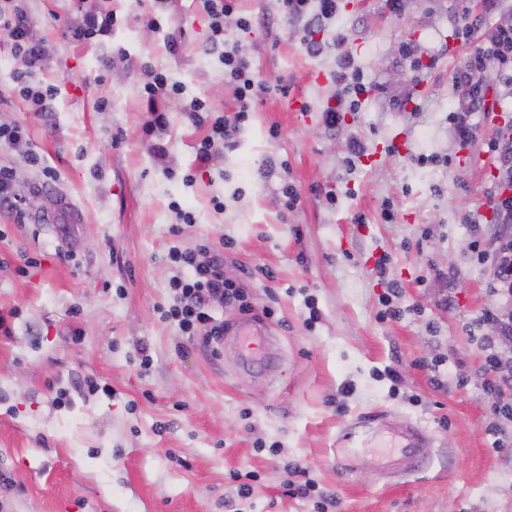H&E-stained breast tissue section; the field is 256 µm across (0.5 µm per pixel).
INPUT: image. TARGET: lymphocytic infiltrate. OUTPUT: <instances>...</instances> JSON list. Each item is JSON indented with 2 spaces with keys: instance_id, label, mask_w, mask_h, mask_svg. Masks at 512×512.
<instances>
[{
  "instance_id": "1",
  "label": "lymphocytic infiltrate",
  "mask_w": 512,
  "mask_h": 512,
  "mask_svg": "<svg viewBox=\"0 0 512 512\" xmlns=\"http://www.w3.org/2000/svg\"><path fill=\"white\" fill-rule=\"evenodd\" d=\"M199 3L210 19L212 46L220 51L224 80L232 86L236 100L234 112L216 117L211 116L208 105L202 99H192L186 107L190 119L207 128L197 148L198 160L206 163L215 157L218 149L234 144L249 119L255 100L268 93L269 88L254 83L249 61L236 47L224 42L226 18H235L237 25L243 29L254 27L255 19L239 14L238 0H199ZM283 6L289 17L308 18L321 30L332 33V42L338 50L333 73L336 104L326 109L324 123L328 128H335L341 111H357L367 91L362 71L344 49L347 37L343 29L335 25L336 0H283ZM0 30L4 31L11 51L18 60L17 67L7 75L8 82L36 111H50L54 88L32 81L35 73L45 67L47 54L42 42L34 36L32 24L21 5H14L8 13L0 10ZM490 65L496 67L501 86L512 89V19L501 20L490 27L485 43L477 46L454 74L455 83L469 90L467 112H485L489 109L488 91L480 81V74ZM143 75V91L152 107L145 127L151 133L164 130L166 117L156 110L155 105L158 100L182 95L183 89L180 84L170 81L165 73L151 67H144ZM168 258L176 267L188 271L186 277L170 280L169 286L177 293L178 300L164 313L165 319L176 321L183 332L199 337L202 344L207 346L221 340L224 324L206 310L209 302L218 299L238 301L242 312H250L251 307L245 302L239 288L234 282L225 280L222 261L213 252L208 238H200L192 249L171 250Z\"/></svg>"
}]
</instances>
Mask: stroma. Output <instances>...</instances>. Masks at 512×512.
Segmentation results:
<instances>
[{
    "label": "stroma",
    "instance_id": "stroma-1",
    "mask_svg": "<svg viewBox=\"0 0 512 512\" xmlns=\"http://www.w3.org/2000/svg\"><path fill=\"white\" fill-rule=\"evenodd\" d=\"M22 4L48 54L35 80L57 94L38 112L2 88L0 120L28 127L57 179L0 148L28 203L20 222L0 212V311L14 314L0 335V512H316L284 493L292 462L335 512H512V414L499 410L512 403V347L496 344L501 366L490 368L480 320L508 304L489 285L512 225L483 204L497 119L473 113L465 144L448 120L468 102L454 72L481 41L457 37V0H403L397 14L386 0H338L370 91L333 129L323 122L335 93L330 34L308 55L302 21L279 0H240L260 24L227 23L224 37L272 91L206 164L196 155L205 130L184 107L197 97L229 114L235 99L197 0H85L117 18L89 43L55 26L75 0ZM144 63L183 86L159 103L165 165L144 130ZM354 137L368 149L351 162ZM288 184L299 195L289 211ZM61 191L81 222L32 223ZM175 202L195 217L178 235ZM203 235L252 304L246 314L212 303L224 323L213 350L160 316L172 301L170 248ZM24 256L41 262L26 277L15 272ZM246 319L272 342L256 363L234 334ZM367 421L420 427L418 470L342 469L337 437ZM234 471L253 474L250 497Z\"/></svg>",
    "mask_w": 512,
    "mask_h": 512
}]
</instances>
